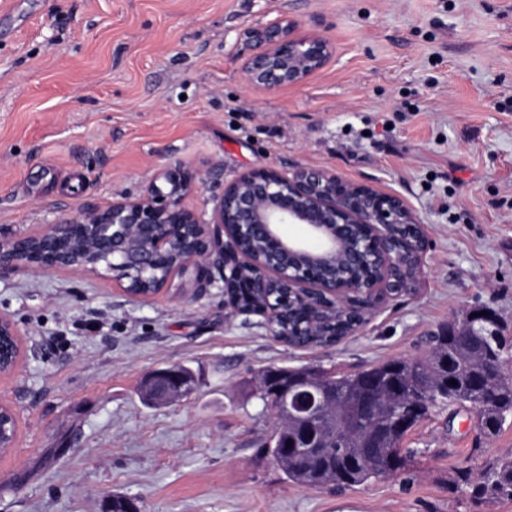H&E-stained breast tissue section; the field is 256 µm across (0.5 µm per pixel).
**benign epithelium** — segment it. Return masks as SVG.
<instances>
[{"label":"benign epithelium","mask_w":512,"mask_h":512,"mask_svg":"<svg viewBox=\"0 0 512 512\" xmlns=\"http://www.w3.org/2000/svg\"><path fill=\"white\" fill-rule=\"evenodd\" d=\"M249 54L244 81L253 87L275 89L300 85L324 66L329 44L319 36H299L293 26L273 22L243 33ZM209 174L176 160L159 168L137 198L123 197L103 208H82L58 222L44 225L33 236L0 235V267L23 263L37 272L66 269L104 273L124 284L131 299L154 298L174 275L192 268L195 277L213 283L211 269L224 282V305L241 315L231 292L247 272L251 287L281 280L288 293L305 301L316 295L336 307L360 297L372 305L378 296L396 291L393 272L401 254L412 259L417 273L425 248V231L396 195L353 183L318 169L292 171L267 167L240 174L224 183L211 198L210 218L183 204L202 188ZM286 224L302 226L304 235L291 238ZM370 257L381 268L382 279L364 283L342 276L323 277L330 265L345 268ZM448 325L449 336L496 335L497 315L488 307L465 312ZM0 375H9L21 359L20 332L0 315ZM195 381L188 371L172 369L146 376L144 396L156 403H173L189 396ZM280 397L269 404L277 417L291 418L309 427V435L291 436L296 463L336 443V433L316 435L314 418L336 403L333 395L304 384H282ZM14 412L0 404V451L12 447L16 434Z\"/></svg>","instance_id":"benign-epithelium-1"}]
</instances>
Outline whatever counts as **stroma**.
I'll return each instance as SVG.
<instances>
[{"instance_id": "1", "label": "stroma", "mask_w": 512, "mask_h": 512, "mask_svg": "<svg viewBox=\"0 0 512 512\" xmlns=\"http://www.w3.org/2000/svg\"><path fill=\"white\" fill-rule=\"evenodd\" d=\"M0 18V233L139 196L182 160L220 170L185 204L210 211L235 175L315 168L399 196L426 234L415 289L385 298L331 347L296 348L228 316L224 283L130 300L119 282L0 268V314L25 356L0 377L18 420L0 453V512H512L458 489L512 451L465 409L412 429L413 477L338 491L288 481L258 396L270 367L355 372L419 354L471 307L512 333V0H14ZM292 23L326 40L303 84L246 85L245 30ZM189 368L194 393L139 384ZM144 396L156 403H173L189 396L195 389V381L189 371L172 369L146 376L141 382Z\"/></svg>"}]
</instances>
